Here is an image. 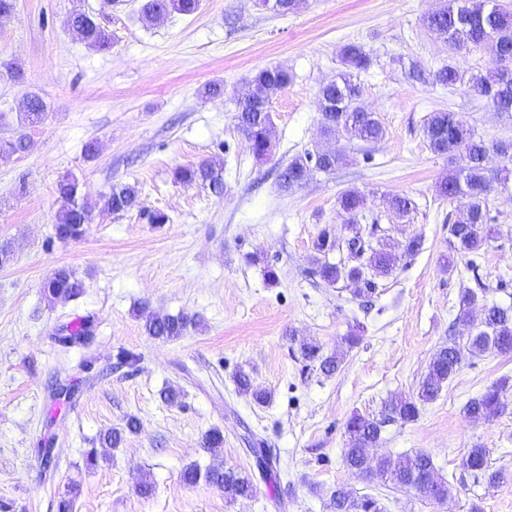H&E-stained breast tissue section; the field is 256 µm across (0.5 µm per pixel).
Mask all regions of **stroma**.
Returning a JSON list of instances; mask_svg holds the SVG:
<instances>
[{"mask_svg": "<svg viewBox=\"0 0 512 512\" xmlns=\"http://www.w3.org/2000/svg\"><path fill=\"white\" fill-rule=\"evenodd\" d=\"M439 0H309L285 15L259 0H202L191 16L140 21L142 0H18L0 19V62L24 79L0 75V142L25 137L29 147L0 154V244L12 249L0 265V512H334L330 493L346 486L369 494L386 512H512V390L504 412L471 420L467 402L492 382L512 378V355L464 360L418 419L390 422L375 456L429 453L454 488L438 502L413 488L385 487L343 465L346 424L356 413L380 417L384 402L416 393L432 355L468 336L461 295L512 305V188L493 193L487 210L501 232L468 270L467 255L445 268L448 226L463 200L439 196L437 185L455 158L434 154L423 127L430 113H458L486 142L512 139V118L489 112L464 87L406 80L398 58L434 68L448 48L423 26ZM97 17L113 36L110 52L90 49L65 28L72 9ZM354 42L374 64L363 73V102L386 129L378 142L325 139L318 89L342 68L338 50ZM293 75L271 100L272 144L256 159L236 128L233 99L260 70ZM224 94L205 98L204 85ZM47 104L43 123L24 127L17 109L26 93ZM96 142L94 158L84 152ZM341 147L348 164L315 175L290 193L277 175L297 153L318 144ZM221 156L224 193L176 183V168ZM73 176L93 221L82 238H56L58 181ZM141 191L126 213L103 207L112 187ZM350 187L369 196L379 229L373 244L423 241L378 279L370 302L352 284L327 286L313 275V242L323 228L346 234L337 204ZM406 195L417 209L400 220L388 197ZM169 215L150 223L151 212ZM65 268L84 284L80 296L50 303L42 283ZM276 281H269L266 269ZM192 316L196 324L171 341L151 338L140 309ZM81 323L86 342L63 345L64 326ZM360 342L347 347L349 331ZM341 354L332 376L304 360L296 341ZM140 354L136 370L118 367L124 352ZM246 370L270 392L259 405L232 380ZM181 388L177 403L164 387ZM140 427L126 432L128 418ZM212 428L222 447L201 445ZM124 430L119 448L99 436ZM272 450L268 470L251 450ZM487 449L506 477L474 480L462 463L469 449ZM96 450L95 465L86 454ZM233 467L250 473L255 495L234 502L206 482L185 484L182 471ZM152 492L141 495V483Z\"/></svg>", "mask_w": 512, "mask_h": 512, "instance_id": "35a3bbf8", "label": "stroma"}]
</instances>
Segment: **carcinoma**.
I'll return each instance as SVG.
<instances>
[{
    "label": "carcinoma",
    "mask_w": 512,
    "mask_h": 512,
    "mask_svg": "<svg viewBox=\"0 0 512 512\" xmlns=\"http://www.w3.org/2000/svg\"><path fill=\"white\" fill-rule=\"evenodd\" d=\"M263 5L279 14L298 12L307 7V0H263ZM200 8V0H146L140 11L145 23H154L172 13L192 15ZM424 27L450 49L452 56L434 69L425 68L417 60H398L404 75L411 81L442 87H465L472 95L482 98L486 106L498 114L512 112V12L500 9L496 0H441V4L423 19ZM67 30L88 46L105 51L111 47L112 34L96 18L84 11L71 12L66 20ZM472 51L485 53L491 67L484 72L466 74L453 63V57ZM339 55L344 69L336 78L321 85L318 90V112L323 133L341 135L348 140L364 143L377 142L386 130L376 113L362 106L360 75L367 72L371 57L355 43L340 47ZM293 75L284 68L260 70L250 81L246 93L234 99L236 128L244 137L248 148L257 159L271 153L272 96L292 83ZM47 106L36 94L26 95L18 112L21 124L34 126L46 116ZM429 149L438 155L459 157L458 166L439 184V195L453 199L459 195L469 199L465 210L449 226V245L455 251L476 255L493 238L498 229L486 209L489 194L496 187H508L512 182V139L488 143L477 136L460 117L450 111L430 113L423 127ZM496 154L502 159L500 166H487L488 156ZM349 161V155L340 148L327 151H305L294 156L279 176L280 187L294 190L310 181L315 174H330ZM174 180L182 184L199 183L208 187L216 196L224 193V160L206 159L192 167L174 171ZM78 183L70 178L59 181L58 194L61 209L55 224V236L60 240L80 237L91 221L87 207L78 202ZM340 210L345 214L352 235L342 239L332 236L328 228L318 233L313 248L315 274L328 286L347 280L357 285L360 293L371 294L377 287L376 279L390 274L397 260L385 248L377 249L371 237L364 236L361 221L366 219V194L351 187L338 197ZM141 205L139 189L134 185L112 188L105 197L104 208L114 213L129 212ZM389 210L398 218H405L416 210L415 201L407 196L388 200ZM344 250L360 260L354 266L332 263L328 254ZM45 297L52 301H66L80 294L82 282L69 270L55 271L42 285ZM482 317L477 332L464 342H453L437 350L432 356L426 373L419 382L417 393L412 396H395L387 400L382 419L354 414L349 419L346 432L348 447L344 449L343 464L353 474L385 486L416 488L437 501L452 495L453 487L439 475L433 459L426 452L414 455L374 458L369 450L376 447L382 427L387 422H411L417 419L420 408L433 402L440 395L464 359L481 357L487 353L512 354V308L498 305L481 306ZM140 318L147 335L157 339H173L184 334L195 324L187 315L170 316L143 311ZM301 356L319 362L320 371L330 376L343 362L336 354L323 357L319 347L306 339L298 342ZM237 391L250 396L256 403L268 401L269 394L254 387L249 373L239 370L233 376ZM509 387L505 377L486 388L466 404V413L473 420H489L504 410L503 394ZM463 467L476 479L494 483L504 478L500 471H489L486 449L471 448L463 460ZM205 480L224 492L229 499L254 495L253 478L238 469L212 468L204 472L191 465L184 469L183 480L194 484ZM336 512H384L383 503L374 496L355 497L343 486L331 491Z\"/></svg>",
    "instance_id": "1"
}]
</instances>
